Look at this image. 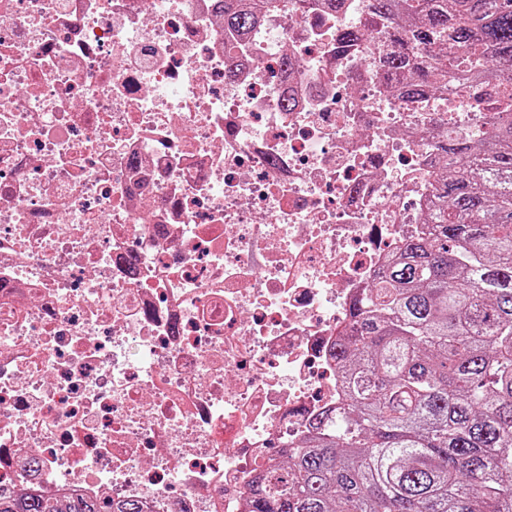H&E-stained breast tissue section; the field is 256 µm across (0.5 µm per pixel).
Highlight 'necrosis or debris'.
<instances>
[{
	"label": "necrosis or debris",
	"mask_w": 512,
	"mask_h": 512,
	"mask_svg": "<svg viewBox=\"0 0 512 512\" xmlns=\"http://www.w3.org/2000/svg\"><path fill=\"white\" fill-rule=\"evenodd\" d=\"M363 19L280 0L231 42L215 0H0L1 489L248 512L335 410L427 133L497 92L400 99Z\"/></svg>",
	"instance_id": "obj_1"
}]
</instances>
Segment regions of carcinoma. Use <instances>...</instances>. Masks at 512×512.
Listing matches in <instances>:
<instances>
[{
	"instance_id": "obj_1",
	"label": "carcinoma",
	"mask_w": 512,
	"mask_h": 512,
	"mask_svg": "<svg viewBox=\"0 0 512 512\" xmlns=\"http://www.w3.org/2000/svg\"><path fill=\"white\" fill-rule=\"evenodd\" d=\"M224 32L260 10L221 0ZM346 32L374 43L400 94H445L512 68V0H363ZM426 231L356 299L336 343L343 396L249 512H512V116L433 141ZM0 512H143L74 490L0 491Z\"/></svg>"
}]
</instances>
